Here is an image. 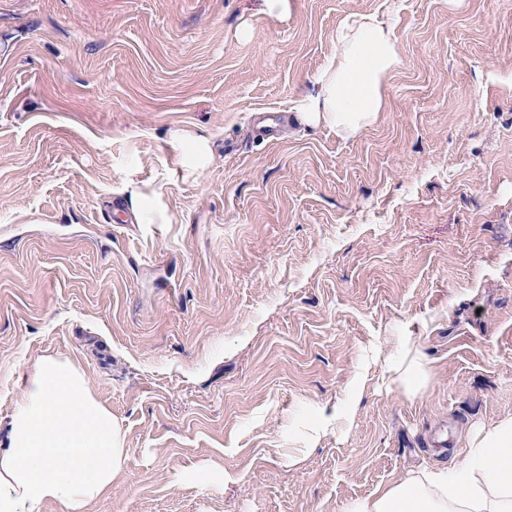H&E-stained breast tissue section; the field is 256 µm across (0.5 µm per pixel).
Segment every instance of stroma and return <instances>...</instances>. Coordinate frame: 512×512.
Wrapping results in <instances>:
<instances>
[{"label": "stroma", "mask_w": 512, "mask_h": 512, "mask_svg": "<svg viewBox=\"0 0 512 512\" xmlns=\"http://www.w3.org/2000/svg\"><path fill=\"white\" fill-rule=\"evenodd\" d=\"M353 14L400 63L341 138L294 114ZM51 353L125 434L88 512H344L460 464L512 415V0H0L1 422ZM182 139L188 146V152L183 160V167L188 174H193L206 167L212 160V149L208 139L187 133ZM160 188L145 184L132 189L126 200L130 213L138 224H171L172 216L167 214L160 200ZM400 349L389 368L390 385L415 395L427 386L431 370L411 336L400 338Z\"/></svg>", "instance_id": "1"}]
</instances>
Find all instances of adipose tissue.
<instances>
[{
  "label": "adipose tissue",
  "instance_id": "obj_1",
  "mask_svg": "<svg viewBox=\"0 0 512 512\" xmlns=\"http://www.w3.org/2000/svg\"><path fill=\"white\" fill-rule=\"evenodd\" d=\"M398 63L387 21L347 17L335 54L315 77L316 93L299 102L302 120L342 138L356 135L378 119L384 81ZM160 196L148 185L130 191L137 223H171ZM430 375L412 337H401L389 368L391 385L414 395ZM125 467L124 434L81 365L56 355L38 358L0 442V512H41L48 503L87 512ZM347 512H512V415L470 434L463 465L408 472Z\"/></svg>",
  "mask_w": 512,
  "mask_h": 512
}]
</instances>
